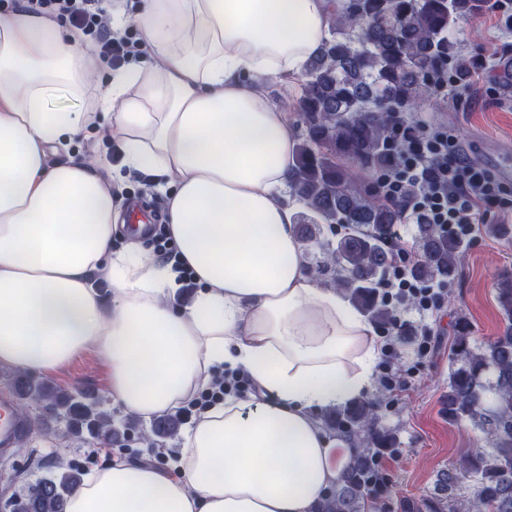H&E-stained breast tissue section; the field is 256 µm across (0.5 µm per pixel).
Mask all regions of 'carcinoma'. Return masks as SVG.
Returning a JSON list of instances; mask_svg holds the SVG:
<instances>
[{"mask_svg":"<svg viewBox=\"0 0 512 512\" xmlns=\"http://www.w3.org/2000/svg\"><path fill=\"white\" fill-rule=\"evenodd\" d=\"M494 9L495 0H348L331 14L330 38L306 69L296 109L302 133L288 183L305 207L297 220L299 240L317 241L323 224L343 228L317 272L336 271V286L380 326L389 324L391 313L375 285L391 264L388 236L401 212L359 180L358 170L377 172L393 164L387 150L393 114L412 110L431 95L433 76L453 58L450 35L457 23ZM474 69V63L459 60L456 86H468ZM494 80L512 92L511 56H503ZM417 228L419 259L412 275L420 282L452 281L462 246L435 224ZM497 303L507 321L500 335L475 348L461 321L451 345L448 415L469 422L489 444L467 449L447 476L456 485L475 478L471 512H512V282L499 284ZM9 381L22 407L53 411L67 436L79 438L86 431L108 444L120 437L112 413L95 395L65 391L24 372L10 374ZM327 424L360 448L316 512H365L373 497L375 457L396 447L397 439L380 426L377 407L365 401L331 412ZM178 427L176 419H158L152 434L172 435ZM83 476L79 466H51L14 496L15 512H66Z\"/></svg>","mask_w":512,"mask_h":512,"instance_id":"1","label":"carcinoma"}]
</instances>
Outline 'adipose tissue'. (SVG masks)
Returning <instances> with one entry per match:
<instances>
[{"mask_svg":"<svg viewBox=\"0 0 512 512\" xmlns=\"http://www.w3.org/2000/svg\"><path fill=\"white\" fill-rule=\"evenodd\" d=\"M333 1L144 0L149 64L92 95L80 34L0 14V367L52 370L96 349L113 402L147 422L218 370L258 390L200 414L178 473L115 460L67 512H314L348 465L317 414L371 387L375 334L306 268L285 199L298 134L266 90L301 78ZM97 125L120 141L121 168L54 161ZM132 176L164 194L178 263L143 246L141 224L114 247L113 186Z\"/></svg>","mask_w":512,"mask_h":512,"instance_id":"ef3b65f1","label":"adipose tissue"}]
</instances>
